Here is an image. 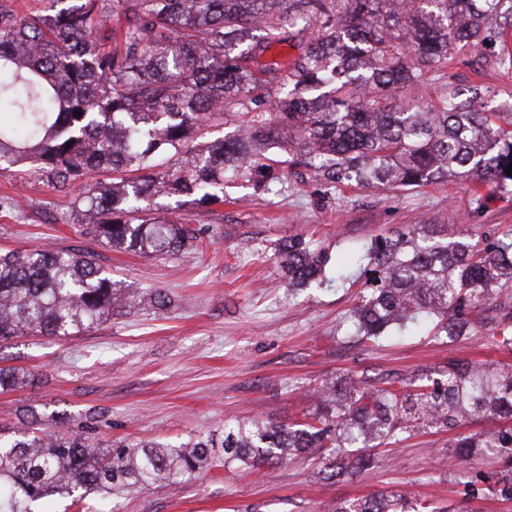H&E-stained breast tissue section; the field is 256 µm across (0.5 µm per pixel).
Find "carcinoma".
<instances>
[{"instance_id":"carcinoma-1","label":"carcinoma","mask_w":512,"mask_h":512,"mask_svg":"<svg viewBox=\"0 0 512 512\" xmlns=\"http://www.w3.org/2000/svg\"><path fill=\"white\" fill-rule=\"evenodd\" d=\"M125 20L122 47L111 22ZM512 27V0H51L50 13L0 10V167L27 165L56 187L75 184L85 231L143 256L202 247L200 228L174 210L224 201L227 176L274 169L273 149L325 181L420 187L467 178L512 190V112L487 108L478 88H454L420 105L400 92L425 81L448 56L468 55ZM309 34L292 63L264 61L289 30ZM277 84L284 96L270 97ZM240 108L228 111L229 105ZM82 116L76 117L75 111ZM237 124L207 146L200 128ZM119 172L120 178H103ZM157 196L166 213L141 206ZM284 287L326 284L324 254L301 236L274 247ZM369 291L352 309L350 333L374 342L434 316L437 339L482 336L512 352V232L449 241L432 226L374 243ZM92 251L13 249L0 253V343L18 336H73L135 302ZM27 382L0 367V390ZM320 412L287 423L261 418L224 424L222 434L105 448L62 432L52 412L29 429L0 432V512H40L50 496L79 502L98 491H136L224 464L250 471L316 450L340 457L325 479L374 463L377 448L403 432L451 430L475 419L512 420V366L457 363L414 379L378 384L348 375L317 389ZM448 470L461 505L437 506L402 492L342 500L334 512H478L474 502L512 501V425L463 433ZM494 456L496 469L478 460ZM348 464H343L345 459Z\"/></svg>"}]
</instances>
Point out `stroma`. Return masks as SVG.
Segmentation results:
<instances>
[{
	"label": "stroma",
	"instance_id": "35a3bbf8",
	"mask_svg": "<svg viewBox=\"0 0 512 512\" xmlns=\"http://www.w3.org/2000/svg\"><path fill=\"white\" fill-rule=\"evenodd\" d=\"M500 43L449 60L406 92L423 104L449 89H488L512 104V68ZM267 189L245 179L224 183V201L181 208L205 227L202 250L151 258L112 250L83 234L74 202L80 187L55 188L38 173L0 170V249L91 250L114 280L136 292L161 291L164 310L135 307L65 339L27 336L0 345V367L29 374L0 392V428L65 412L66 429L93 442H181L221 431L225 421L285 422L317 409L314 387L352 373L374 382L447 369L457 360L497 368L512 354L481 339L451 343L391 333L361 346L347 335L374 242L396 230L434 225L440 235L475 237L512 229V193H488L467 179L414 189L331 184L305 167L277 166ZM299 235L329 258L327 276L348 266L334 288L286 293L272 243ZM457 432L401 434L378 448L375 463L321 480L326 454L314 451L250 473L213 458L206 471L165 485L105 496L109 512H333L337 501L377 490L436 501L459 494L442 470Z\"/></svg>",
	"mask_w": 512,
	"mask_h": 512
}]
</instances>
